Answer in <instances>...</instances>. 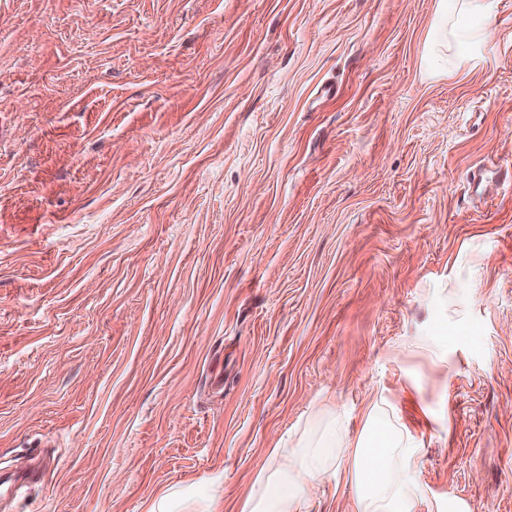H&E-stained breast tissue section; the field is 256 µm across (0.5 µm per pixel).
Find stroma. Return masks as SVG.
Wrapping results in <instances>:
<instances>
[{
	"label": "stroma",
	"mask_w": 512,
	"mask_h": 512,
	"mask_svg": "<svg viewBox=\"0 0 512 512\" xmlns=\"http://www.w3.org/2000/svg\"><path fill=\"white\" fill-rule=\"evenodd\" d=\"M438 6L0 0V512H239L374 400L416 512H512V0L444 73ZM199 500L203 508L195 512H222L224 504V477L216 475L208 483V496L197 499L190 487L180 483L169 485L160 495L154 498L147 512H189L188 504Z\"/></svg>",
	"instance_id": "stroma-1"
}]
</instances>
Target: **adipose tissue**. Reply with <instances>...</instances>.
I'll list each match as a JSON object with an SVG mask.
<instances>
[{
  "label": "adipose tissue",
  "mask_w": 512,
  "mask_h": 512,
  "mask_svg": "<svg viewBox=\"0 0 512 512\" xmlns=\"http://www.w3.org/2000/svg\"><path fill=\"white\" fill-rule=\"evenodd\" d=\"M488 12L484 0H441L435 41L447 45L449 56L467 58L490 31L470 20ZM320 413L323 422L307 425L293 447L270 449V462L256 473L239 512H303L340 467L349 476L358 512H413L416 443L385 406H369L352 438L343 436L334 407H321Z\"/></svg>",
  "instance_id": "1"
}]
</instances>
